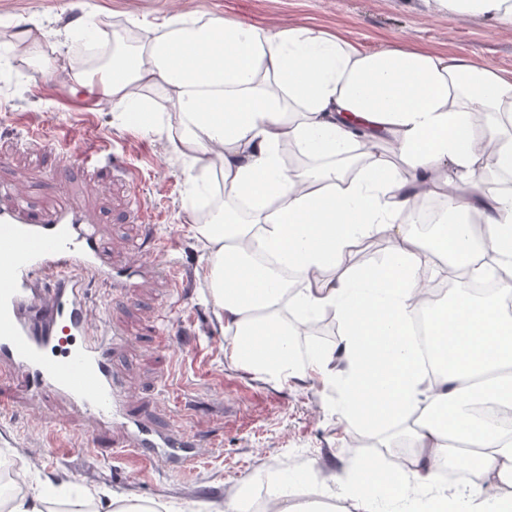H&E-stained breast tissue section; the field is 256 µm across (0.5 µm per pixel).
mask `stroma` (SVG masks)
I'll return each mask as SVG.
<instances>
[{
	"label": "stroma",
	"mask_w": 512,
	"mask_h": 512,
	"mask_svg": "<svg viewBox=\"0 0 512 512\" xmlns=\"http://www.w3.org/2000/svg\"><path fill=\"white\" fill-rule=\"evenodd\" d=\"M42 18L50 34L94 15L150 27L175 17H231L246 24L328 30L372 52L386 41L448 52L512 77V26L448 16L434 0H0V19ZM105 144L115 164L91 167L82 157ZM0 183L39 208L81 206L101 227L109 262L146 266L137 287L113 297L91 282L89 338L120 331L125 344L112 366L133 407L156 427L172 424L199 436L203 448L186 470L146 471L128 453H113L121 432L80 414L67 400L32 399L21 376L0 380V465L30 482L105 489L180 512H216L232 493L262 507L280 472L304 473L335 512H355L332 479L368 456L334 410L336 390L307 383L276 386L224 362V326L202 278L206 248L186 224L184 162L164 134L114 117L109 105L73 90L66 72L0 78ZM174 262L179 285L157 265Z\"/></svg>",
	"instance_id": "35a3bbf8"
}]
</instances>
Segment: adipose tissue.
<instances>
[{"label":"adipose tissue","mask_w":512,"mask_h":512,"mask_svg":"<svg viewBox=\"0 0 512 512\" xmlns=\"http://www.w3.org/2000/svg\"><path fill=\"white\" fill-rule=\"evenodd\" d=\"M436 3L512 25V0ZM111 43L104 63L74 70V83L126 122L164 127L193 192L208 189V176L218 182L207 217L189 218L208 244L204 281L225 360L279 386L339 387L346 430L400 425L381 445L411 449L408 463L368 458L339 482L357 512L387 502L400 512H512V495L440 483L446 465L476 461L512 486V436L472 413L480 399L512 409V78L444 53L396 43L366 52L321 30L232 18H175L141 42L116 28ZM68 44L49 41L39 20L14 24L13 51L40 75L67 59ZM156 97L170 113L151 111ZM359 139L374 151L348 164ZM291 144L302 159L290 168L282 154ZM488 173L502 184L491 197L476 188ZM423 195L440 202L433 243L412 229ZM373 236L390 242L383 263L336 274L349 248ZM435 247L462 258L461 278L496 280V293L478 300L463 290L425 308ZM260 254L276 265L257 263ZM286 269L301 273V288L283 279ZM424 309L440 365L431 373L408 338ZM326 313L344 323L342 345L301 348L305 326ZM61 502L68 512H161L82 488L0 491V512H59Z\"/></svg>","instance_id":"adipose-tissue-1"}]
</instances>
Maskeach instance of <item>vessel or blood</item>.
Instances as JSON below:
<instances>
[{
    "mask_svg": "<svg viewBox=\"0 0 512 512\" xmlns=\"http://www.w3.org/2000/svg\"><path fill=\"white\" fill-rule=\"evenodd\" d=\"M91 269L109 288H130L135 273L108 265L98 228L77 208L35 214L20 195L0 206V367L23 369L31 394L49 389L81 412L117 423L125 449L145 460L181 470L202 442L179 430L159 431L130 415L112 351L124 338L84 343L89 326L87 289L73 276Z\"/></svg>",
    "mask_w": 512,
    "mask_h": 512,
    "instance_id": "1",
    "label": "vessel or blood"
}]
</instances>
